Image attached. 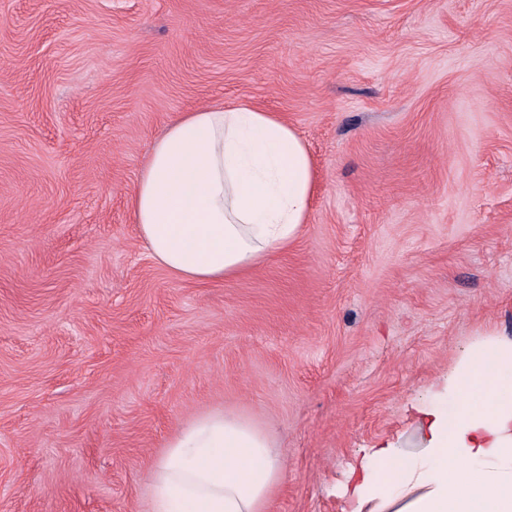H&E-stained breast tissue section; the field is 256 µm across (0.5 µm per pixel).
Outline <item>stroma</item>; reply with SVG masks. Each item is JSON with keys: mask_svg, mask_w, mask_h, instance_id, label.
<instances>
[{"mask_svg": "<svg viewBox=\"0 0 512 512\" xmlns=\"http://www.w3.org/2000/svg\"><path fill=\"white\" fill-rule=\"evenodd\" d=\"M283 113L318 188L287 252L214 283L128 205L214 103ZM512 336V0H0V512H152L214 410L270 431L268 512H357L431 384Z\"/></svg>", "mask_w": 512, "mask_h": 512, "instance_id": "1", "label": "stroma"}]
</instances>
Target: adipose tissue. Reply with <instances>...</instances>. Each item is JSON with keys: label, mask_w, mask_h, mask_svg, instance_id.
Returning <instances> with one entry per match:
<instances>
[{"label": "adipose tissue", "mask_w": 512, "mask_h": 512, "mask_svg": "<svg viewBox=\"0 0 512 512\" xmlns=\"http://www.w3.org/2000/svg\"><path fill=\"white\" fill-rule=\"evenodd\" d=\"M317 190L312 155L278 113L249 104L179 113L149 150L129 206L174 277L241 276L287 250ZM427 440L363 461L369 512H512V339L469 347L436 387ZM285 475L270 436L242 417L202 415L151 474L155 512H266Z\"/></svg>", "instance_id": "adipose-tissue-1"}]
</instances>
